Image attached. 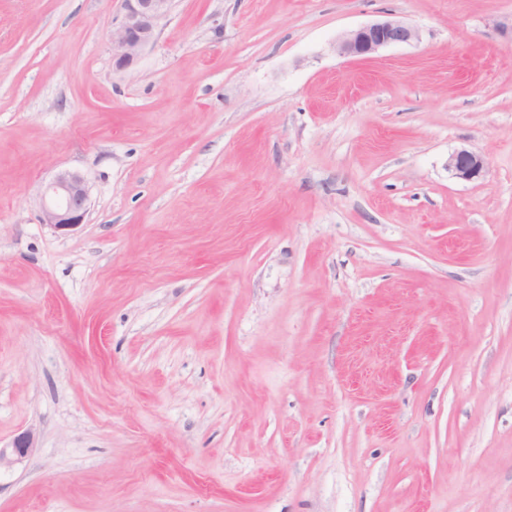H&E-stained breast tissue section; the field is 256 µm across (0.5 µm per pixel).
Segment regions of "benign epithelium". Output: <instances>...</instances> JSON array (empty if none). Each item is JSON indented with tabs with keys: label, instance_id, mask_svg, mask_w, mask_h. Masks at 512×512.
<instances>
[{
	"label": "benign epithelium",
	"instance_id": "1",
	"mask_svg": "<svg viewBox=\"0 0 512 512\" xmlns=\"http://www.w3.org/2000/svg\"><path fill=\"white\" fill-rule=\"evenodd\" d=\"M123 17L112 29V67L130 69L143 49L154 41L157 29L170 12L173 0H122ZM417 31L400 21L385 19L345 32L337 43L344 56L364 57L397 44H409ZM448 170L459 180L470 182L483 176L485 159L459 149L448 157ZM89 193L85 178L70 170L59 171L46 186L41 203V221L57 232L68 233L85 223ZM33 447V435L23 432L9 447H0V468L20 461Z\"/></svg>",
	"mask_w": 512,
	"mask_h": 512
}]
</instances>
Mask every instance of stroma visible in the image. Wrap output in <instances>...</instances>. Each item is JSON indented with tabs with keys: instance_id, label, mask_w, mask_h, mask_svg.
<instances>
[{
	"instance_id": "stroma-1",
	"label": "stroma",
	"mask_w": 512,
	"mask_h": 512,
	"mask_svg": "<svg viewBox=\"0 0 512 512\" xmlns=\"http://www.w3.org/2000/svg\"><path fill=\"white\" fill-rule=\"evenodd\" d=\"M121 16L0 0V512H512V0ZM123 17L112 28V67L129 70L143 49L154 41L157 29L170 12L173 0H122ZM417 37L413 27L385 19L345 32L338 40L337 50L344 56L364 57L391 45L409 44ZM447 167L455 178L470 182L483 176L486 161L481 155L462 148L449 155ZM88 210L85 178L77 172L61 170L45 188L40 218L55 232L68 233L85 223ZM30 448H33V435L30 432H22L9 447L0 446V470L2 467H10L20 461L27 455Z\"/></svg>"
}]
</instances>
